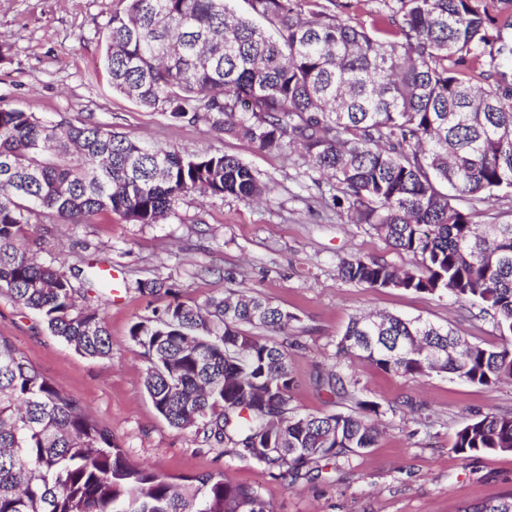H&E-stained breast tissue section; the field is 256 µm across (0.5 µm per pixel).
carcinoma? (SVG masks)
Listing matches in <instances>:
<instances>
[{"label": "carcinoma", "instance_id": "1", "mask_svg": "<svg viewBox=\"0 0 512 512\" xmlns=\"http://www.w3.org/2000/svg\"><path fill=\"white\" fill-rule=\"evenodd\" d=\"M125 0L112 13L102 64L112 88L174 121L203 120L259 150H300L388 244L421 259L402 270L352 255L342 278L369 288L446 292L478 302L501 342L486 347L450 325L360 315L336 355L415 378L448 374L492 387L512 382V224H478L462 200L512 193V62L494 0H395L369 33L293 0ZM270 191L235 155L192 154L99 126L44 121L0 107V293L37 311L48 329L91 357L111 353L102 311L77 300L70 278L25 247L46 213L91 224L176 215L192 194L244 201ZM173 297L134 323L146 392L173 427L296 479L375 445L379 405L361 414H288L290 312L230 293L204 305ZM262 327L280 339L262 340ZM330 393L356 398L358 380L331 373ZM455 453L512 452V414L488 413L456 433ZM0 512H271L258 490L208 474L176 485L130 463L7 338L0 336ZM462 512H512V493Z\"/></svg>", "mask_w": 512, "mask_h": 512}]
</instances>
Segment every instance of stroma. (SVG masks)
<instances>
[{
	"label": "stroma",
	"mask_w": 512,
	"mask_h": 512,
	"mask_svg": "<svg viewBox=\"0 0 512 512\" xmlns=\"http://www.w3.org/2000/svg\"><path fill=\"white\" fill-rule=\"evenodd\" d=\"M296 5L367 31L383 7L381 0ZM118 6L119 0H0V105L161 146L232 154L272 191L253 203L190 194L179 202L176 217L158 224H131L116 215L92 224L47 217L33 226L25 245L103 310L111 354H80L50 333L36 312L3 294L0 336L110 430L132 463L176 478L224 473L256 488L275 512H460L464 505L512 492V453L464 458L452 450L457 431L470 419L512 412V383L485 387L446 374L419 379L336 357L348 323L370 311L449 322L485 345L500 341L494 319L444 293L370 288L342 279L339 262L353 254L402 269L419 259L393 249L334 206L330 186L314 185L316 173L300 153H267L248 140L215 133L205 122H175L146 111L113 91L101 59L107 23ZM98 260L118 275V294L90 290L86 268ZM156 281L175 285L187 303L245 292L295 314L288 349L294 380L290 412H355L354 403L331 396L320 384L332 370L353 376L362 399L380 407L374 447L339 460L330 479L296 482L228 447L206 445L193 430L170 426L146 394L143 349L130 337L132 324L169 302L168 296L149 293ZM412 401L422 404L421 412H410Z\"/></svg>",
	"instance_id": "obj_1"
}]
</instances>
